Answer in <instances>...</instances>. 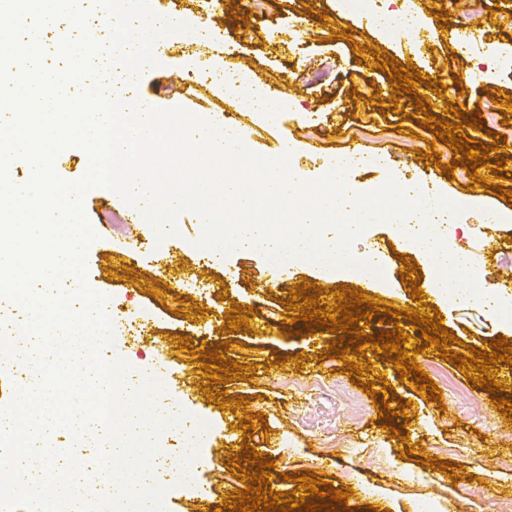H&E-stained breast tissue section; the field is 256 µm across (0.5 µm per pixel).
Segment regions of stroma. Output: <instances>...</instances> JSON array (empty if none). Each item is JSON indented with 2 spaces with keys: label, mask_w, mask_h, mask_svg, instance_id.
I'll return each mask as SVG.
<instances>
[{
  "label": "stroma",
  "mask_w": 512,
  "mask_h": 512,
  "mask_svg": "<svg viewBox=\"0 0 512 512\" xmlns=\"http://www.w3.org/2000/svg\"><path fill=\"white\" fill-rule=\"evenodd\" d=\"M248 0H151L155 12L176 8L188 31L170 36L158 66L138 80L142 91L162 107L221 109L235 118L245 146L265 155L278 146L280 129H287L293 149L291 166L308 181L322 178L336 156L364 145L373 161L349 169L346 182L360 193L381 188L389 177L406 176L425 192L453 200L466 198L469 206L455 221L468 232L458 242L477 258L482 280L512 292V261L496 247H482V237L512 239V202L491 193L474 199V184L464 168L444 174L427 156L436 149L443 158L454 155L435 133L417 123L412 95L396 94L388 73L376 68L372 48L399 65L414 63L418 72L439 73L447 99L465 116H481L482 129L465 128L466 137L492 145L497 136L512 132V112L500 101L512 94V74L494 70L485 83H456L468 77L472 62L486 45L498 46L503 58H512V0H485L489 17L467 28V50L449 40L456 24L454 0H399L408 9L426 5L418 42L410 54L407 39L387 34L372 15H386L385 0L351 10L346 0H267L265 14L248 13ZM246 29H239V19ZM351 41H344L345 33ZM366 46L365 54L353 45ZM242 69L247 82L260 84L283 104L276 120L269 121L251 108H238L224 97L216 82L223 71ZM289 90H281L282 82ZM373 84L374 95L364 87ZM500 213L496 224L475 221L477 208ZM85 213L98 234L87 257L90 286L137 318L154 339L132 336L119 340L121 358L141 369L179 362L184 370L167 376L163 395L178 402L206 428L201 451L206 466L183 478L181 442L162 434V455L174 473L165 497L166 512H217L227 496L244 491V481L230 471L233 458L252 450L273 465L274 493L296 490L295 480L306 471L333 487H350L347 504L336 512H410L412 493H434L444 512H503L512 499V424L492 403L490 395L472 386L464 373L427 348L416 361L443 394L442 402L417 395L409 380L400 379L394 363L366 350L372 368L367 381L386 380L395 398L408 402L407 417H394L391 428L405 427L406 439L384 428L369 394L354 386L344 364L326 350L336 333L326 327L307 329L296 321L289 292L312 283L321 290L361 289L377 302L389 304L411 294L401 282L409 267L421 279L433 269L415 249L404 244L390 224L376 223L353 246L354 253L378 251L382 277L365 278L350 268H328L300 260L272 267L265 255L242 249L215 257L197 248L202 234L197 215L178 219L179 234L157 241L152 227L128 229L121 214L127 206L113 191L96 188L84 201ZM131 244L137 253L133 266L120 264L113 247ZM254 311L247 331L226 332L228 309ZM444 327L456 336L450 352L460 344L484 349L487 342L512 339V322L503 323L484 309L434 301ZM193 348H224V356L246 368L244 378L223 384L225 398L244 397L246 411H231L208 401L203 391L209 380L202 361L181 350L180 338ZM263 415L264 425L243 432L247 413ZM448 462V469L426 466L429 458ZM421 474L423 483L412 486L400 473Z\"/></svg>",
  "instance_id": "35a3bbf8"
}]
</instances>
